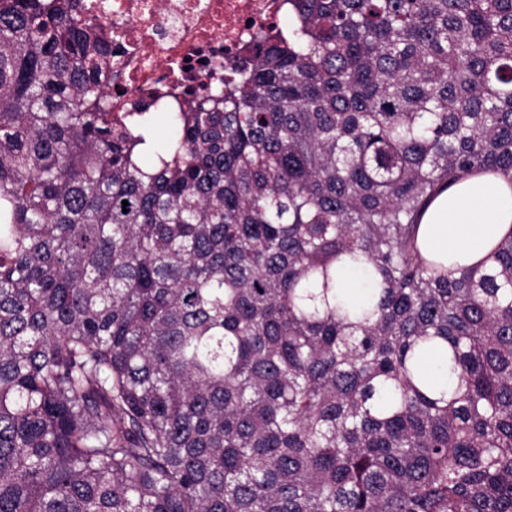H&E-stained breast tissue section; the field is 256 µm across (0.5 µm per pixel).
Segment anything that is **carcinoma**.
<instances>
[{"mask_svg": "<svg viewBox=\"0 0 512 512\" xmlns=\"http://www.w3.org/2000/svg\"><path fill=\"white\" fill-rule=\"evenodd\" d=\"M289 2L159 148L103 17L0 0V512H512V237L417 245L512 183V0ZM512 235V185L494 173L469 175L437 195L421 217L418 243L426 256L481 268ZM379 288L365 263L336 262L337 301L352 307L360 305L365 295Z\"/></svg>", "mask_w": 512, "mask_h": 512, "instance_id": "obj_1", "label": "carcinoma"}]
</instances>
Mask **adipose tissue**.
<instances>
[{"mask_svg": "<svg viewBox=\"0 0 512 512\" xmlns=\"http://www.w3.org/2000/svg\"><path fill=\"white\" fill-rule=\"evenodd\" d=\"M512 235V183L494 173L470 175L437 195L421 217L418 243L425 255L488 266L489 255ZM363 263L336 265V296L356 307L376 288Z\"/></svg>", "mask_w": 512, "mask_h": 512, "instance_id": "adipose-tissue-1", "label": "adipose tissue"}]
</instances>
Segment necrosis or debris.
Listing matches in <instances>:
<instances>
[{
	"instance_id": "1",
	"label": "necrosis or debris",
	"mask_w": 512,
	"mask_h": 512,
	"mask_svg": "<svg viewBox=\"0 0 512 512\" xmlns=\"http://www.w3.org/2000/svg\"><path fill=\"white\" fill-rule=\"evenodd\" d=\"M112 25L113 119L143 103L179 105L187 90L221 82L245 45L280 28L288 0H85Z\"/></svg>"
}]
</instances>
